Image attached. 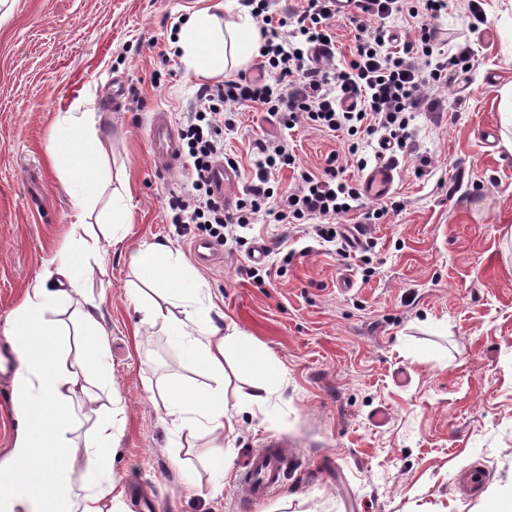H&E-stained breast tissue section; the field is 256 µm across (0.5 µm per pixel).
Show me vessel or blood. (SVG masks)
<instances>
[{"instance_id":"vessel-or-blood-1","label":"vessel or blood","mask_w":512,"mask_h":512,"mask_svg":"<svg viewBox=\"0 0 512 512\" xmlns=\"http://www.w3.org/2000/svg\"><path fill=\"white\" fill-rule=\"evenodd\" d=\"M150 139L155 157L166 161L170 167H177L178 149L170 123L164 120L153 121L150 127ZM397 177L396 169L386 162H379L365 173L362 189L370 196L388 193L393 188ZM287 446V439L274 438L269 440L264 448L251 454L239 480L243 498L256 502L278 488L285 474Z\"/></svg>"}]
</instances>
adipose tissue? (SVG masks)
Here are the masks:
<instances>
[{
    "mask_svg": "<svg viewBox=\"0 0 512 512\" xmlns=\"http://www.w3.org/2000/svg\"><path fill=\"white\" fill-rule=\"evenodd\" d=\"M260 42L248 8H239L236 22L225 28L206 6L189 15L176 46L189 71L210 75L248 62ZM55 126L74 207L82 215L100 189L99 131L88 112L59 115ZM100 255L99 238L87 233L84 222L73 224L69 245L50 260L9 320L18 359L12 377L18 428L8 457L0 460V512H128L112 470L124 407L112 389L103 301L86 289L85 266ZM130 264L155 291L151 298L138 292L130 297L142 324L164 326L191 366L215 382L203 391L173 386L160 397L164 415L180 430L209 436L211 458L219 463V476H226L225 349L234 347L238 365L249 374L250 390L241 403L250 410L265 412L280 372L235 328L212 324L203 283L172 250L145 245L131 254ZM68 311L78 320L73 333L59 319ZM80 403L93 419L85 435L75 425Z\"/></svg>",
    "mask_w": 512,
    "mask_h": 512,
    "instance_id": "obj_1",
    "label": "adipose tissue"
}]
</instances>
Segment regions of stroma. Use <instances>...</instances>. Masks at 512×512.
<instances>
[{"instance_id": "35a3bbf8", "label": "stroma", "mask_w": 512, "mask_h": 512, "mask_svg": "<svg viewBox=\"0 0 512 512\" xmlns=\"http://www.w3.org/2000/svg\"><path fill=\"white\" fill-rule=\"evenodd\" d=\"M234 0H0V349L6 323L43 266L68 241L75 209L66 176L50 156L53 124L78 108L96 115L101 188L85 222L103 248L87 286L106 296L112 386L125 425L112 469L130 512H141L138 485L157 512H487L512 508V146L501 131L500 90L512 83V0H483L472 26L462 0H450L439 25L449 45L467 38L476 59L468 80L441 88L447 123L418 119L426 175L402 162L392 193L405 207L365 228L376 246L341 260L311 235L257 224L245 246L227 242L221 263L196 265L192 236L177 233L164 206L170 189L188 186L152 153L150 123L166 113L178 124L207 78L188 71L171 36L201 4ZM267 113L244 111L224 149L241 168L252 142L278 135ZM296 152L317 170L339 139L302 128ZM128 183L132 220L121 242L108 238L112 192ZM263 243L254 262L250 243ZM160 244L179 252L209 289L218 326H232L283 374L269 416L239 404L244 375L226 376L231 430L224 452L231 475L211 491L214 466L197 439L193 468L171 456L172 426L151 391L174 381L206 387L176 338L140 324L129 289L140 282L129 256ZM258 267L249 278L245 270ZM385 410L384 424L372 420ZM287 438L294 460L282 486L263 502L238 487L248 454L269 438ZM486 472L479 493L458 471ZM197 486L186 495L185 483Z\"/></svg>"}]
</instances>
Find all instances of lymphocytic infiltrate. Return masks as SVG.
I'll list each match as a JSON object with an SVG mask.
<instances>
[{"instance_id":"f902f5d3","label":"lymphocytic infiltrate","mask_w":512,"mask_h":512,"mask_svg":"<svg viewBox=\"0 0 512 512\" xmlns=\"http://www.w3.org/2000/svg\"><path fill=\"white\" fill-rule=\"evenodd\" d=\"M249 7L263 42L256 76H239L201 84L182 112L181 136L187 148L190 189L170 191L171 221L195 226L201 234L223 241L233 228L254 224H313L325 243L349 258L351 242L338 231L337 216L361 212L366 224H380L402 211L394 199L363 209V192L355 173L368 165L373 145H391L392 164L416 157V173L429 164L420 152L416 121L426 112L442 111L430 90L468 74L474 51L457 43L442 49L439 21L448 0H362L348 19L355 29L349 51L338 48L336 0H302L301 6L275 11V0H241ZM267 112L281 133L255 139V150L241 198L226 206L211 173L221 164L237 167L224 151V138L237 129L240 109ZM308 125L324 133L347 136L350 165L330 154L321 172L298 159L292 133ZM290 171L292 186L278 192L276 175Z\"/></svg>"}]
</instances>
